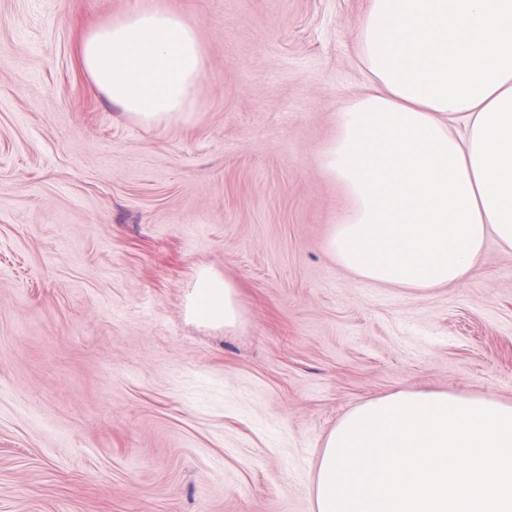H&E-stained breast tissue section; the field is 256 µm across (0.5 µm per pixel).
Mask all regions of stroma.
<instances>
[{
	"instance_id": "stroma-1",
	"label": "stroma",
	"mask_w": 512,
	"mask_h": 512,
	"mask_svg": "<svg viewBox=\"0 0 512 512\" xmlns=\"http://www.w3.org/2000/svg\"><path fill=\"white\" fill-rule=\"evenodd\" d=\"M368 3L0 0V512H316L354 406L512 403V252L414 290L326 249ZM156 4L204 49L188 127L140 125L75 61L78 26ZM197 262L237 285L236 329L187 318Z\"/></svg>"
}]
</instances>
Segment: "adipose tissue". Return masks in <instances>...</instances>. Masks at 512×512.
<instances>
[{"instance_id": "ef3b65f1", "label": "adipose tissue", "mask_w": 512, "mask_h": 512, "mask_svg": "<svg viewBox=\"0 0 512 512\" xmlns=\"http://www.w3.org/2000/svg\"><path fill=\"white\" fill-rule=\"evenodd\" d=\"M356 46L370 84L321 153L349 199L327 249L375 284L459 283L488 239L512 251V0H370ZM77 61L138 123L192 124L205 57L181 14L113 17L82 34ZM186 314L217 330L243 319L206 265ZM314 494L316 512H512V404L404 389L358 404L326 438Z\"/></svg>"}]
</instances>
